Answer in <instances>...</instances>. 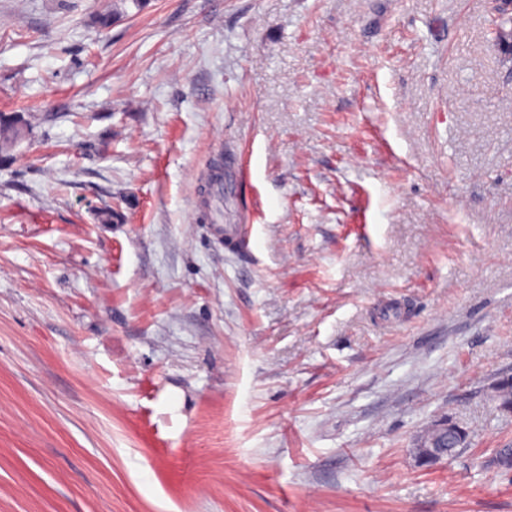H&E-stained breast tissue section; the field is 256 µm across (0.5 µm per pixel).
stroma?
Segmentation results:
<instances>
[{"instance_id":"1","label":"stroma","mask_w":512,"mask_h":512,"mask_svg":"<svg viewBox=\"0 0 512 512\" xmlns=\"http://www.w3.org/2000/svg\"><path fill=\"white\" fill-rule=\"evenodd\" d=\"M492 17L0 0V512H512ZM442 420L468 442L420 465ZM461 429L452 422L443 421L429 427L417 440L413 452L419 462L439 457V448H445L443 439L448 434H459Z\"/></svg>"}]
</instances>
